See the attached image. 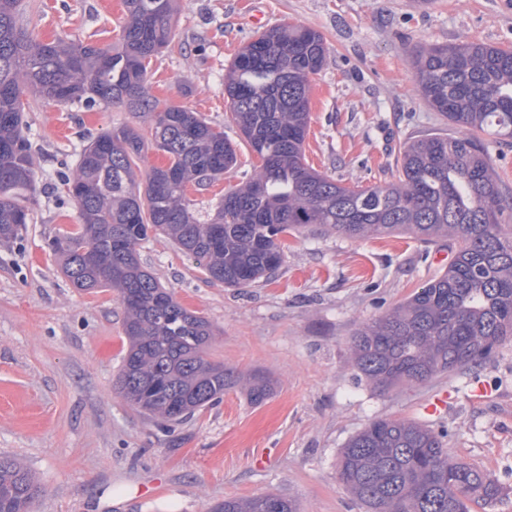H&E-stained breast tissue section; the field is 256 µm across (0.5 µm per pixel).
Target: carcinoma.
Returning <instances> with one entry per match:
<instances>
[{"instance_id": "carcinoma-1", "label": "carcinoma", "mask_w": 512, "mask_h": 512, "mask_svg": "<svg viewBox=\"0 0 512 512\" xmlns=\"http://www.w3.org/2000/svg\"><path fill=\"white\" fill-rule=\"evenodd\" d=\"M123 4L118 44L100 47L39 41L20 22L21 0H0V237H19L30 221L35 166L23 114L31 100L123 107L147 124L146 134L114 127L83 148L74 175L61 178L79 224L49 244L74 288L118 291L128 350L115 388L140 413L176 424L229 389L242 388L253 405L274 389L265 373L244 379L209 360L210 323L141 264L152 230L170 236L209 281L236 288L267 279L284 261L280 237L311 225L352 238L406 231L427 246L448 241V271L352 337L360 379L380 391L475 367L512 337V229L499 220L502 196L481 138L512 137L511 49L472 42L416 51L420 91L458 135L407 142L394 182L359 188L304 159L310 77L328 56L322 35L290 24L257 35L224 74V89L259 165L202 211L189 188L223 179L236 147L223 128L151 91L148 67L174 40L175 0ZM152 148L168 164L140 180ZM90 247L92 265L83 255ZM446 437L412 421L374 420L343 448L340 478L367 512H469L473 499L495 500L496 483L449 457ZM38 488L30 470L0 456V512H29ZM212 512L296 508L270 492Z\"/></svg>"}]
</instances>
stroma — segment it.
I'll use <instances>...</instances> for the list:
<instances>
[{
	"mask_svg": "<svg viewBox=\"0 0 512 512\" xmlns=\"http://www.w3.org/2000/svg\"><path fill=\"white\" fill-rule=\"evenodd\" d=\"M21 21L41 41L115 43L122 0H33ZM283 22L321 33L329 48L311 78L307 164L348 186L391 181L402 144L453 126L423 99L412 68L430 44L512 47V0H179L174 45L148 70L153 94L222 126L237 168L200 191L217 202L258 163L233 123L224 74L257 32ZM24 121L34 147L31 220L0 239V455L36 476L31 512H211L227 499L275 492L298 512H365L339 478L348 440L376 419L447 431L449 455L494 479L492 504L512 512V339L478 366L382 392L356 378L354 332L444 273L447 243L407 235L353 239L316 230L284 236L285 261L267 281L228 288L208 281L163 235L140 248L143 266L214 327L212 360L263 371L274 393L251 405L244 391L185 422L160 428L121 397L127 348L114 291H77L48 248L78 213L58 175L84 145L141 118L37 100ZM484 143L512 225V139ZM444 400L446 410L428 407Z\"/></svg>",
	"mask_w": 512,
	"mask_h": 512,
	"instance_id": "1",
	"label": "stroma"
}]
</instances>
